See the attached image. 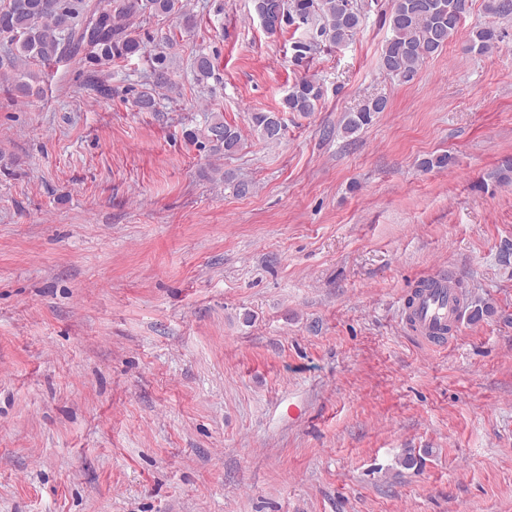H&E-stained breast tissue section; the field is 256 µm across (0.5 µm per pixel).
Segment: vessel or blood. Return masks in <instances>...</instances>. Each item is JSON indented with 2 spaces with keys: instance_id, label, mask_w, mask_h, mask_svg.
I'll return each instance as SVG.
<instances>
[{
  "instance_id": "obj_1",
  "label": "vessel or blood",
  "mask_w": 512,
  "mask_h": 512,
  "mask_svg": "<svg viewBox=\"0 0 512 512\" xmlns=\"http://www.w3.org/2000/svg\"><path fill=\"white\" fill-rule=\"evenodd\" d=\"M462 303L460 289L449 287L443 275L432 274L424 279L411 302L405 304L406 326L426 344H444L456 332Z\"/></svg>"
}]
</instances>
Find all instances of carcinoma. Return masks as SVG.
<instances>
[{
    "label": "carcinoma",
    "instance_id": "cac0c4a2",
    "mask_svg": "<svg viewBox=\"0 0 512 512\" xmlns=\"http://www.w3.org/2000/svg\"><path fill=\"white\" fill-rule=\"evenodd\" d=\"M258 17H267L265 30L275 35L293 24L307 27L308 38L295 43L296 57L303 58L323 42L340 45L361 27L363 14L353 0H253ZM184 8L181 0H84L81 11L96 18L100 32L87 35V26L77 24V15L66 0H6L0 6V40L9 45L0 58V71L5 82L18 93L31 90L30 80L39 73L30 64H46L75 54L85 48L93 60L102 63L117 52L125 55L140 51V42L126 33V20L151 11L169 14ZM470 8V0H392L389 16L392 37L381 56V67L405 80L411 79L420 63L438 54L458 32ZM485 10L492 17L512 16V0H486ZM499 33L488 23L473 30L468 48L479 54L494 49ZM167 56L155 57L154 82L158 88L171 90ZM196 81H207L215 69L214 59L200 52L193 62ZM322 90L315 81L302 78L283 99L284 109L306 115L316 110ZM383 98L369 99L355 112L347 115L343 125L346 134H353L371 121L372 115L385 111ZM253 130L266 142H278L284 124L277 112H253ZM192 138L209 144L214 153L226 156L242 148L237 128L224 121L220 112H207L203 125L191 133Z\"/></svg>",
    "mask_w": 512,
    "mask_h": 512
}]
</instances>
